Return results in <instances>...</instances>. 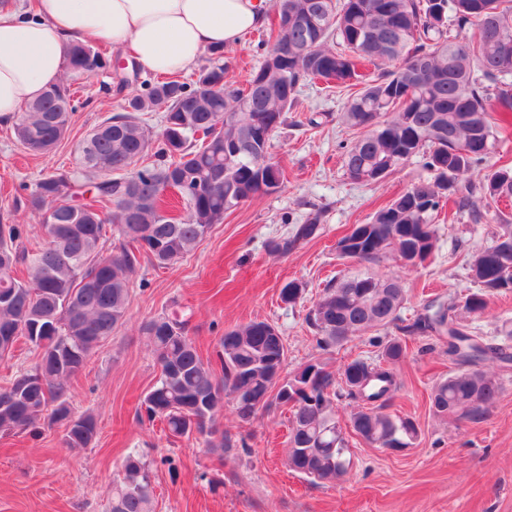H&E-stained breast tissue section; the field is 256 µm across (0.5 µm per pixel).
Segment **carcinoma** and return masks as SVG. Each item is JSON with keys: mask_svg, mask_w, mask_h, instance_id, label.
I'll list each match as a JSON object with an SVG mask.
<instances>
[{"mask_svg": "<svg viewBox=\"0 0 512 512\" xmlns=\"http://www.w3.org/2000/svg\"><path fill=\"white\" fill-rule=\"evenodd\" d=\"M273 19L258 70L242 86L224 80L221 65L203 66L190 84L177 79H122L140 90L124 112L93 128L70 173H48L34 183L27 207L38 217L42 244L28 247L21 224H0V361L21 342L40 352L30 369L18 367L0 385V433L35 431L60 422L71 451L88 447L97 434L93 413H76L69 402L71 380L129 317L131 275L142 260L168 268L191 253L228 204L242 205L278 192L284 171L270 157L272 136L288 124L295 96L305 82L322 79L335 87L362 85L347 103L344 119L370 128L344 153L350 179L375 183L419 156L434 180L414 184L377 210L367 224L336 242L346 261L377 264L397 253L403 265H422L435 251V215L448 202L456 208L482 201L472 220L482 221L512 198V167L476 168L493 152L512 114V0H273ZM457 32L461 38L452 36ZM68 78L45 90L14 123L27 150L49 153L65 138L75 111L72 81L99 71L112 73V56L76 39L66 52ZM162 109L155 135L140 114ZM153 162L130 170L139 158ZM265 190H260V186ZM320 216L295 225L272 242L288 254L319 236ZM478 291L423 307L404 328L448 337V357L460 374L432 387L431 407L443 415L483 419L501 390L486 363L512 362V347L487 342L468 331L457 310L486 309V292H512V220L500 219L488 246L468 261ZM306 290L291 280L281 301L294 306ZM404 288L396 276H343L328 283L306 315L323 347L342 345L368 330L400 321ZM140 333L160 369L142 408L148 420L166 424L174 439L205 438L207 447L226 445L216 418L224 399L248 421L274 405L291 406L290 468L317 482L347 474L348 445L336 420V401L357 402L354 432L391 450L412 447L416 423L387 412L398 389L393 366L406 355L398 338L376 337V364L356 358L345 379L322 364H307L277 386L287 347L277 327L253 320L224 331L218 341L221 371L203 361L189 321L173 313L149 317ZM148 465L134 453L120 466L110 512H154Z\"/></svg>", "mask_w": 512, "mask_h": 512, "instance_id": "carcinoma-1", "label": "carcinoma"}]
</instances>
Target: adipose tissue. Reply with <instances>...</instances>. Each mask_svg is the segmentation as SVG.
I'll list each match as a JSON object with an SVG mask.
<instances>
[{
    "mask_svg": "<svg viewBox=\"0 0 512 512\" xmlns=\"http://www.w3.org/2000/svg\"><path fill=\"white\" fill-rule=\"evenodd\" d=\"M265 19V0H0V124L59 82L74 37L112 42L142 68L172 75Z\"/></svg>",
    "mask_w": 512,
    "mask_h": 512,
    "instance_id": "obj_1",
    "label": "adipose tissue"
}]
</instances>
